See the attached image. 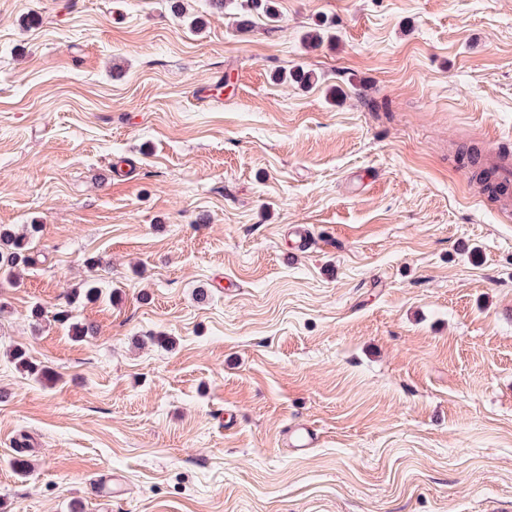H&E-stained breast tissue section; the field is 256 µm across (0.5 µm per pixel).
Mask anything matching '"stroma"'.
<instances>
[{
  "instance_id": "1",
  "label": "stroma",
  "mask_w": 512,
  "mask_h": 512,
  "mask_svg": "<svg viewBox=\"0 0 512 512\" xmlns=\"http://www.w3.org/2000/svg\"><path fill=\"white\" fill-rule=\"evenodd\" d=\"M183 8L0 0V226L42 227L0 281V512H507L512 212L457 152L512 153V0ZM271 0H211L212 6L215 9L223 10L229 9L232 5L237 10L236 15L239 17L264 15L268 19H272L275 16L271 6ZM12 359L19 371L38 382H51L55 380V374L47 366L32 361L27 350L18 346L12 352ZM289 445L296 448L299 452H304L308 448H313L318 441L315 431L305 424H296L288 430Z\"/></svg>"
}]
</instances>
